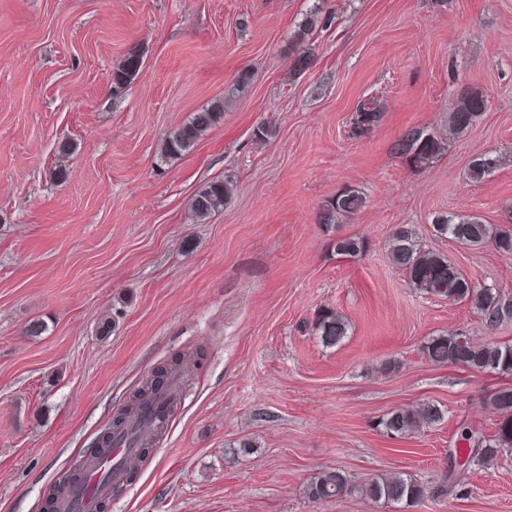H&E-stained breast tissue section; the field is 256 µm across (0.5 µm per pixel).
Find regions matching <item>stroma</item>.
I'll list each match as a JSON object with an SVG mask.
<instances>
[{
    "mask_svg": "<svg viewBox=\"0 0 512 512\" xmlns=\"http://www.w3.org/2000/svg\"><path fill=\"white\" fill-rule=\"evenodd\" d=\"M134 48L140 74L113 96ZM244 74L195 149L159 163L165 134ZM465 88L488 108L452 138ZM372 97L383 118L353 137ZM264 122L277 131L261 142ZM411 128L449 139L429 167L393 151ZM484 152L499 164L472 181ZM225 177L229 204L195 221L191 197ZM347 186L364 207L324 230L320 205ZM442 212L512 222V0H0V512H44L139 382L187 353L197 364L167 427L104 512H386L359 492L372 477L442 485L463 424L493 433L484 397L512 385L420 351L456 329L512 343V323L488 331L390 263L389 236L409 224L473 282L512 295V254L435 237ZM338 233L367 250L336 255ZM322 307L348 323L338 345L309 328ZM36 321L44 332L28 335ZM427 402L441 423L396 438L378 428ZM327 467L351 492L309 501L305 484ZM409 512H512V456Z\"/></svg>",
    "mask_w": 512,
    "mask_h": 512,
    "instance_id": "35a3bbf8",
    "label": "stroma"
}]
</instances>
